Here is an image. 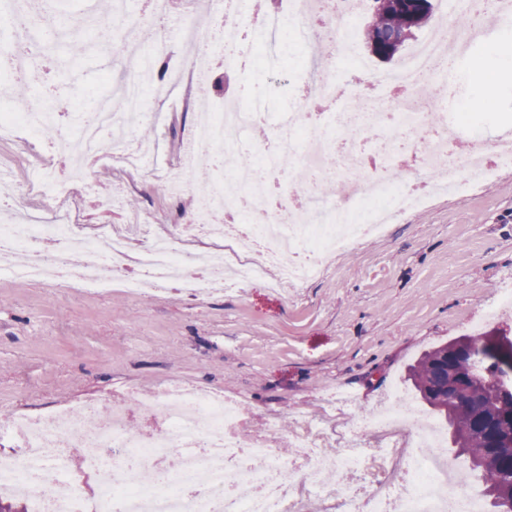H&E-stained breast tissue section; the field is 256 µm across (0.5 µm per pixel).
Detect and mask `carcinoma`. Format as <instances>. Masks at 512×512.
I'll return each instance as SVG.
<instances>
[{
	"label": "carcinoma",
	"mask_w": 512,
	"mask_h": 512,
	"mask_svg": "<svg viewBox=\"0 0 512 512\" xmlns=\"http://www.w3.org/2000/svg\"><path fill=\"white\" fill-rule=\"evenodd\" d=\"M431 16V0L410 6L390 4L372 12L367 27L372 53L391 59ZM489 336L485 332L478 339H455L424 353L410 369L409 379L420 398L445 417L448 443L470 456L494 512H512V483H502L503 476L512 477V424L505 419L507 408L498 381L483 375L458 380L448 389L451 375L464 367L469 353L496 351L512 356V342L492 344Z\"/></svg>",
	"instance_id": "1"
}]
</instances>
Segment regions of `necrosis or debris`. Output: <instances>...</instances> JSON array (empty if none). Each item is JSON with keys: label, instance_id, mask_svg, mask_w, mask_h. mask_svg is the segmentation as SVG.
<instances>
[{"label": "necrosis or debris", "instance_id": "necrosis-or-debris-1", "mask_svg": "<svg viewBox=\"0 0 512 512\" xmlns=\"http://www.w3.org/2000/svg\"><path fill=\"white\" fill-rule=\"evenodd\" d=\"M364 2L334 0L332 14L325 16L313 0H290L289 9L274 7L252 17L241 10L240 0H225L229 21L221 28V42L231 48L224 58L226 85L242 83L248 56L263 54L273 67L284 61L280 35L290 18L297 21L316 66L303 96L280 116L277 148L246 137L269 119L264 96L245 102L227 94L218 112L193 103L187 152L169 174L167 191L195 193L196 175L211 168L217 155L249 153L255 161L251 179L226 173L223 182L208 185L187 221L165 232L133 213L126 227L102 225L88 234L71 211L55 207L44 224H1L0 278L98 292L111 287L117 271L133 268L136 277L124 283L133 297L158 298L174 286L206 297L265 279L272 266L278 286L295 287L319 274L328 253L385 236L390 225L431 197L467 192L512 168V131L490 141L473 138L466 157L449 155L448 143L458 136L466 114L429 111L418 95L420 83L437 76L444 54L448 36L434 30L398 65L375 74L380 95L349 98L347 111L323 122L308 113L313 101L336 97V69L325 63L321 29L353 20ZM173 4L147 0L137 11L128 0H112L106 13L65 17L31 0H0V56L9 58L16 71L31 60L35 48L62 62L67 40L104 23L128 44L139 38L142 13L165 15ZM209 62V55H197L163 84L151 81L141 54H130L122 63L125 77L118 95L95 100L93 115L77 114L79 136L68 156L66 182L48 172L17 186V195L54 203L80 198L90 189L85 168L90 158L108 157L143 169L158 155L160 144L134 141L132 131L162 123L156 100ZM49 106L40 98L1 109L0 137L18 129L31 137L54 131ZM368 127L386 162L396 161L398 140H423V148L404 167L406 179L390 183L365 163L361 144L351 134ZM283 173L288 182H278ZM318 175L338 178L337 198L316 191ZM199 238L212 242V250L185 249V242ZM48 240L64 243L66 256L46 250ZM255 253L262 262L252 261ZM134 407L149 421L137 431L127 426ZM343 414L342 408L324 406L321 419L298 421L287 434L277 417H269L244 443L240 436L249 417L240 401L173 380L133 401L120 396L38 418L23 415L7 427L13 448L0 450V497L23 494L29 512H480L476 489L450 481L431 426L404 392L394 393L388 413L359 418L363 430L378 435L375 447L333 430ZM284 438L296 450L293 458L276 452ZM333 441L338 448L330 456L324 449ZM75 447L81 450L84 474L94 478L92 492H85L84 474L71 465ZM328 472L336 475L335 487L323 482ZM48 483L56 485L54 495L43 494Z\"/></svg>", "mask_w": 512, "mask_h": 512}]
</instances>
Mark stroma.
<instances>
[{
  "label": "stroma",
  "instance_id": "stroma-1",
  "mask_svg": "<svg viewBox=\"0 0 512 512\" xmlns=\"http://www.w3.org/2000/svg\"><path fill=\"white\" fill-rule=\"evenodd\" d=\"M487 40L439 74L440 107L474 112L484 136L512 126V71L494 101L479 110L466 97L490 45H512V25L481 18ZM32 98L63 101L58 136L0 139V224L15 214L44 216L46 205L13 188L41 165L61 170L62 146L73 115L92 97L112 93L119 69L83 55L60 68L28 66ZM307 77L301 65L254 69L249 83L278 112L288 111ZM190 109L173 122L149 125L163 150L147 174L89 166L93 191L75 205L79 223L121 225L125 201L138 200L146 223L167 229L185 219L192 197L158 193L183 151ZM117 196L112 209L97 201ZM512 280V171L461 196H443L392 225L387 236L330 257L319 277L276 293L256 282L204 298L173 292L139 301L122 276L111 289L87 295L62 285L0 279V425L12 417L44 415L91 396L147 395L172 379L237 397L251 420L277 415L292 425L317 417L323 403L352 401L363 414L386 406L393 389L411 391L409 368L441 343L495 331L512 337V314H492L496 289Z\"/></svg>",
  "mask_w": 512,
  "mask_h": 512
}]
</instances>
